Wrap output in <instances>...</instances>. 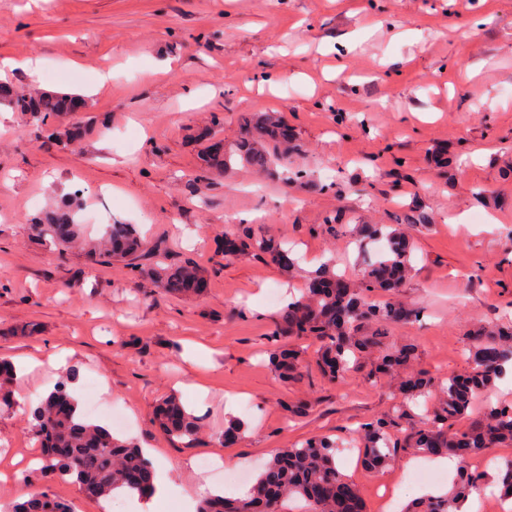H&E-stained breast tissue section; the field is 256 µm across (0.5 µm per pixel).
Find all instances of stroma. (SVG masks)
I'll return each mask as SVG.
<instances>
[{
    "label": "stroma",
    "mask_w": 512,
    "mask_h": 512,
    "mask_svg": "<svg viewBox=\"0 0 512 512\" xmlns=\"http://www.w3.org/2000/svg\"><path fill=\"white\" fill-rule=\"evenodd\" d=\"M3 59L18 64L0 75L14 96L53 90L86 105L49 119L82 128L69 146L0 106V359L31 362L17 382L29 392L62 383L80 398L89 379L107 385L95 421L125 409L123 437L166 490L107 502L46 475L30 461V407L17 402L0 410V499L14 501L23 481L73 512H190L205 482L237 494L208 480L202 460L235 470L313 436L351 443L391 410L387 381L363 367L324 379L309 340L308 367L282 381L265 361L281 311L267 293L290 300L325 263L360 283L353 228L392 223L406 205L414 270L392 298L422 315L391 328L390 341L414 343L433 376L460 374L469 333L512 319V174H501L512 170V0H0ZM29 59L37 75L22 69ZM271 111L296 138L282 169L306 178L202 164L194 131L230 145L242 119ZM77 188L74 219L91 235L137 225L155 262L202 266L205 293L186 300L124 260L49 251L30 219ZM340 205L346 221L328 234L322 217ZM243 215L257 237L287 242L293 279L217 253ZM172 393L202 418L191 442L153 419ZM230 419L244 422L242 438L225 440ZM338 463L364 512L403 507L434 485L433 461L408 450L377 471L354 452Z\"/></svg>",
    "instance_id": "obj_1"
}]
</instances>
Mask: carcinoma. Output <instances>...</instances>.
Segmentation results:
<instances>
[{
	"label": "carcinoma",
	"mask_w": 512,
	"mask_h": 512,
	"mask_svg": "<svg viewBox=\"0 0 512 512\" xmlns=\"http://www.w3.org/2000/svg\"><path fill=\"white\" fill-rule=\"evenodd\" d=\"M71 101L83 99L68 93H41L19 102L21 111L30 113L32 126L41 132L50 114L63 112ZM289 136L279 121L265 120L256 124L254 132L240 141L229 153L217 143L212 156L224 157V165L234 160L258 166L267 174L288 153ZM38 235L48 239L54 250L62 253L77 248L90 257H121L138 268V259L151 253L146 240L131 224H113L101 238L83 234L78 225L64 218L58 224H34ZM366 239L385 241V251L367 262L364 281L358 286L341 284V292L333 285L336 275L327 266L311 274L300 295L288 302L272 332L279 346L270 353L275 369L283 376L294 375L302 368L299 342H318L316 365L320 373L340 380L352 363L370 366L369 376L388 377L392 381L395 403L380 418L362 424L359 451L369 469L391 465L398 451L410 449L430 457L455 455L466 449V455L486 453L491 448L512 445V406H485L465 430L456 423L473 411L474 400L486 393L494 382L505 377L512 363V326L494 324L479 336L470 337L469 353L473 364L466 375H450L443 381L430 374L411 372L416 359L411 344L395 345L388 341L389 326L419 317L409 309L387 298L401 286L412 272L410 256L413 244L387 226L374 227ZM224 255H251L268 259L290 271L295 260L286 258L281 244L271 239L257 240L249 227L239 229L237 238L224 245ZM158 285L166 290L196 293L205 286L204 271L186 262L169 271H156ZM377 294L378 300L370 299ZM16 374L8 363L0 365V409L14 403ZM428 397L432 407L421 424L413 425L408 401ZM34 435L41 448L44 473L71 477L81 487L94 489V497L110 499L118 489L143 498L155 492L152 483L129 481L130 473L148 472L152 464L141 448L129 441L113 437L77 412V406L66 386L58 385L32 409ZM158 423L170 437L195 439L201 418L185 408L180 398L170 395L158 405ZM74 449L68 462L51 460L49 444ZM340 443L326 437H312L299 446L280 448L267 462L261 474L243 497L211 496L203 499L198 512H288L287 504L300 500L302 512H362V504L354 486L336 465ZM499 486L501 494L512 498V461L498 467L497 474L471 470L461 466L453 488L445 495L425 496L411 503L404 512H463L468 496L488 483Z\"/></svg>",
	"instance_id": "cac0c4a2"
}]
</instances>
